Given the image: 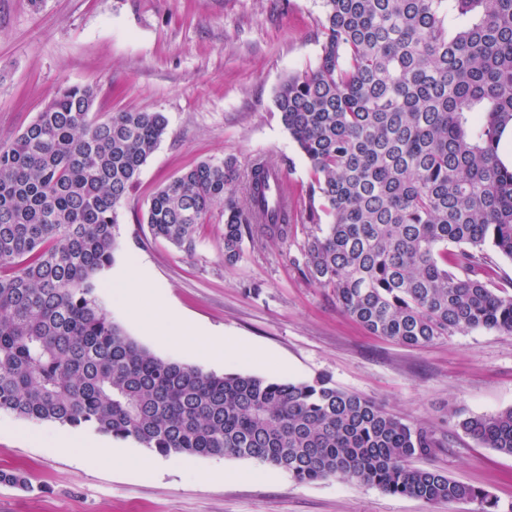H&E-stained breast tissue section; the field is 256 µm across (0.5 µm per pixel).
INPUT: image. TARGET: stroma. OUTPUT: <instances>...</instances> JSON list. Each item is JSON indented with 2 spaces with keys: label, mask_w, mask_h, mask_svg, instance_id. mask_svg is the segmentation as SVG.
Returning <instances> with one entry per match:
<instances>
[{
  "label": "stroma",
  "mask_w": 512,
  "mask_h": 512,
  "mask_svg": "<svg viewBox=\"0 0 512 512\" xmlns=\"http://www.w3.org/2000/svg\"><path fill=\"white\" fill-rule=\"evenodd\" d=\"M322 0H0V138L15 137L64 85H92L100 113L161 112L162 141L118 210L115 262L99 296L124 331L156 356L218 374L279 380L330 376L441 441L416 459L483 489L512 512V456L481 446L457 425L466 411L512 407V334L475 330L421 347L371 335L331 289L306 284L291 263L306 228L288 240L245 242L224 261V219L199 225L185 253L153 239L146 203L168 179L204 160H279L295 198L309 167L274 104L288 75L315 67ZM141 267L170 305L204 329L240 341L249 356L211 360L143 329L118 290ZM0 470L26 488L0 484V512H478L475 501L427 504L347 478L298 483L252 460L185 456L139 472L119 461L89 465L56 448L65 426L6 415ZM221 467L233 480L211 478Z\"/></svg>",
  "instance_id": "stroma-1"
}]
</instances>
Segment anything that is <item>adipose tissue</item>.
<instances>
[{
	"label": "adipose tissue",
	"instance_id": "1",
	"mask_svg": "<svg viewBox=\"0 0 512 512\" xmlns=\"http://www.w3.org/2000/svg\"><path fill=\"white\" fill-rule=\"evenodd\" d=\"M120 294L140 324L148 327L157 321H166L176 331V343L183 347L194 351L203 350L206 356L214 359L223 358L225 353L238 348L235 341L201 334L179 314L169 309L152 282L139 269L132 268L126 272Z\"/></svg>",
	"mask_w": 512,
	"mask_h": 512
}]
</instances>
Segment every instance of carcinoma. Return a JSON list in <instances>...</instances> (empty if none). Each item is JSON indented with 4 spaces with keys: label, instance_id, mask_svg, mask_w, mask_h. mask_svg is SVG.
<instances>
[{
    "label": "carcinoma",
    "instance_id": "carcinoma-1",
    "mask_svg": "<svg viewBox=\"0 0 512 512\" xmlns=\"http://www.w3.org/2000/svg\"><path fill=\"white\" fill-rule=\"evenodd\" d=\"M316 67L275 106L310 167L307 225L291 258L310 285L374 336L425 346L477 329L512 334V294L487 248L512 260V0H322ZM89 86L60 89L0 139V412L163 457L254 460L298 483L351 478L426 503L490 494L413 460L433 429L404 421L326 376L279 381L163 359L112 320L96 276L112 266L118 209L167 131L161 112H93ZM257 157L203 161L148 200L150 233L185 253L224 213V262L244 241L286 239L266 212ZM453 246L456 251L448 252ZM457 426L512 455V408Z\"/></svg>",
    "mask_w": 512,
    "mask_h": 512
}]
</instances>
